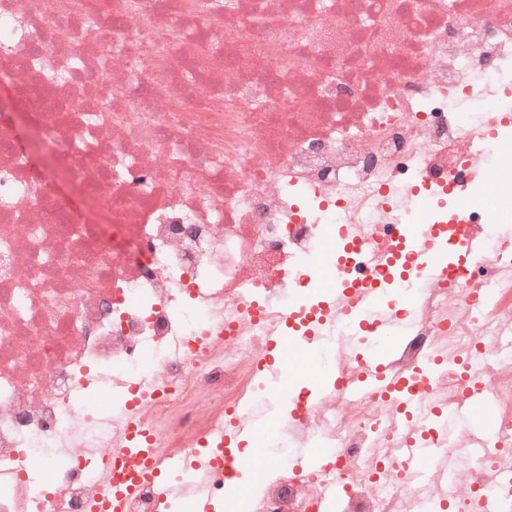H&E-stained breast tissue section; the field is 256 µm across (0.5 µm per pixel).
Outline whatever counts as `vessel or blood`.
I'll use <instances>...</instances> for the list:
<instances>
[{
	"instance_id": "vessel-or-blood-1",
	"label": "vessel or blood",
	"mask_w": 512,
	"mask_h": 512,
	"mask_svg": "<svg viewBox=\"0 0 512 512\" xmlns=\"http://www.w3.org/2000/svg\"><path fill=\"white\" fill-rule=\"evenodd\" d=\"M396 247L392 253L368 257V265L384 267L385 281L365 288L352 286L347 280L342 256L347 239L337 238L327 247V264H313L310 276L321 289L320 307H312L309 298H302L288 309L279 330L268 338L266 359L258 366V375L273 386L280 397L288 401L289 412H296L292 399L297 389L306 394L344 390L353 400L374 394H390L401 406L419 416L418 424L406 427L396 460L405 464L419 480L428 476L447 479L448 468L440 464L433 451L436 439L448 435V415L429 412L422 408L423 393L439 381V366L432 363L418 371L393 375L389 364L394 353L390 342L394 334H409L411 323L401 312L409 300L402 285L406 270H414L421 277L435 281L444 276L449 267H471L479 260L503 265L512 264V233L497 237L495 249H488L481 236L473 235L462 241L460 247L446 245L447 227L441 223L412 224L399 222L393 227ZM344 318L365 336L375 338L376 347L353 348L352 353L361 362V374L352 383L342 384L339 377L319 374L315 358L337 318ZM455 412L473 435V454L479 455L490 443L488 425L493 416V403L477 379L466 382L462 400ZM273 418L261 416L241 403L236 411L228 413L222 429L208 435L201 449H190L158 463L154 442L149 430L138 415H130L125 436L117 442L112 453L130 459L136 468L149 476L156 485L158 512H169L172 504L184 502L189 512H211L212 501L202 488L208 474L214 469H225L228 474L229 497L232 512H239L243 489L238 481L242 472L259 476V464L267 454L263 448L265 434L273 425ZM253 446L250 455H242L239 445ZM340 448H323L313 440L305 441L297 450V462L302 469L322 473L331 468ZM131 485L114 481L110 471H102L97 500L92 512H122Z\"/></svg>"
}]
</instances>
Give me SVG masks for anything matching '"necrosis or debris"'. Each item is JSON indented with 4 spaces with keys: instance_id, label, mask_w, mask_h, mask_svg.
I'll use <instances>...</instances> for the list:
<instances>
[{
    "instance_id": "necrosis-or-debris-1",
    "label": "necrosis or debris",
    "mask_w": 512,
    "mask_h": 512,
    "mask_svg": "<svg viewBox=\"0 0 512 512\" xmlns=\"http://www.w3.org/2000/svg\"><path fill=\"white\" fill-rule=\"evenodd\" d=\"M219 2L0 0V80L24 104L0 110V512H88L129 409L164 461L222 428L323 225L390 251V224L432 222V191L478 165L496 206L470 207L449 240L512 218V143L491 164L477 147L512 114V0ZM23 120L110 213L111 241L31 163ZM475 283L490 293L473 319ZM409 315L393 371L472 351L497 409L485 455L468 457L465 429L444 449L460 461L448 501L474 512L512 459V270L415 286ZM335 333L318 366L353 378L338 342L353 328ZM101 386L115 413L90 406ZM406 423L388 397L314 403L305 430L345 450L339 512H423L388 464ZM262 468L254 512H316L323 477L276 450Z\"/></svg>"
}]
</instances>
